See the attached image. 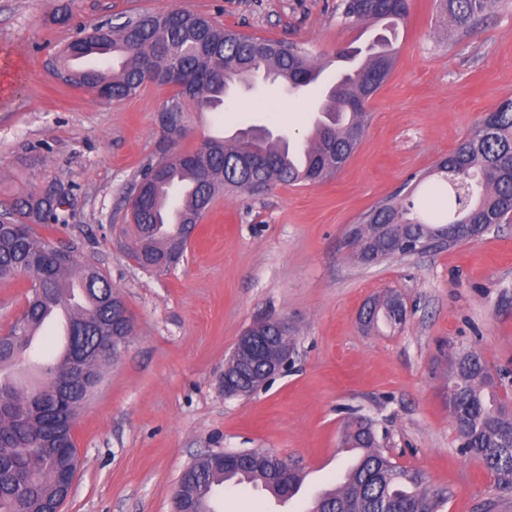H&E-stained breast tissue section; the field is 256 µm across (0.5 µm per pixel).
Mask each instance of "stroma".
I'll use <instances>...</instances> for the list:
<instances>
[{
  "label": "stroma",
  "instance_id": "stroma-1",
  "mask_svg": "<svg viewBox=\"0 0 512 512\" xmlns=\"http://www.w3.org/2000/svg\"><path fill=\"white\" fill-rule=\"evenodd\" d=\"M55 2L0 0V205L49 182L68 186L66 223L40 235L96 264L134 317L75 420L78 468L61 512H173L186 466L229 450L275 454L331 488L347 467L341 431L354 416L373 421L394 462L426 473L430 490L447 497L442 512H512V489L460 452L448 410L456 354L474 350L491 372L512 369V222L376 265L351 261L345 243L349 225L385 198L413 195L423 213L439 207L428 182L409 181L512 94V0L464 36L436 0H413L395 68L349 162L322 183L217 196L165 272L138 267L125 250V199L143 164L224 130L308 134L335 81L336 51L366 48L381 26L342 28L336 0H72L68 25L53 21ZM172 9L305 43L325 69L295 95L261 82L219 110L190 112L178 139L157 119L172 87L104 101L54 76L50 62L77 26ZM388 288L404 298L405 324L365 330L361 308ZM272 319L294 336L287 366L249 396H225L236 339ZM313 501L307 490L279 508L248 483L216 492L217 512H308Z\"/></svg>",
  "mask_w": 512,
  "mask_h": 512
}]
</instances>
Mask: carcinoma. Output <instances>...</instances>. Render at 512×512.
Instances as JSON below:
<instances>
[{"label":"carcinoma","instance_id":"1","mask_svg":"<svg viewBox=\"0 0 512 512\" xmlns=\"http://www.w3.org/2000/svg\"><path fill=\"white\" fill-rule=\"evenodd\" d=\"M464 35L491 17L501 0H437ZM410 14V0H338L336 15L347 27L386 21L395 27ZM55 57L68 83L95 88L102 84L112 99L135 94L147 69L164 71L171 60L180 62L186 87L176 91L170 108L188 118L190 110H216L232 88H253L263 77L295 90L315 81L321 67L302 43L259 38L224 30L206 18L172 10L144 15L138 23L124 21L75 40ZM389 40L379 39L368 49L367 61L355 73L326 92L320 106L323 120L300 142V166L288 159L289 141H275L249 127L233 142L207 141L203 147L172 159L149 160L140 178L146 187L130 205L133 243L129 257L141 268L164 271L169 240L189 241L196 224L221 190H244L247 185L316 184L339 171L356 151L365 130L368 102L388 79L396 52L386 51ZM433 190L447 198L448 207L429 220L415 211L412 200L390 198L364 213L355 227L351 259L362 265L406 256L405 242L447 238L456 234L479 238L485 225L500 224L512 212V95L461 140L436 167ZM175 199L180 219L165 233L163 196ZM70 194L54 198L38 190L14 199L0 215V280L21 271L31 277L22 330L0 345V371L19 364L28 354L35 332L43 328L50 310H69V326H85V342L97 336H116L124 347L133 324L112 322V305H125L120 293L94 264L71 256L57 262L47 254L48 242L36 231L65 223ZM390 291L374 298L365 311L367 325H402ZM264 336L265 356L282 362L293 349L291 331L278 322H262L248 335ZM264 365L244 362L236 380L237 395L251 394ZM69 374V360L47 372L37 384L0 380V512H53L65 498L60 474L74 468L75 442L70 410L58 382ZM481 356L468 352L449 363L448 409L460 426L461 452L482 461L498 484L512 488V404L500 390ZM341 447L359 451L342 487L318 498L311 512H438L442 498L430 491L426 476L397 465L381 448L371 420L355 416L342 429ZM255 462L222 469L204 456L192 463L182 481V512H213L205 495L226 485L249 483L280 500L291 499L301 471L276 457L253 452Z\"/></svg>","mask_w":512,"mask_h":512}]
</instances>
